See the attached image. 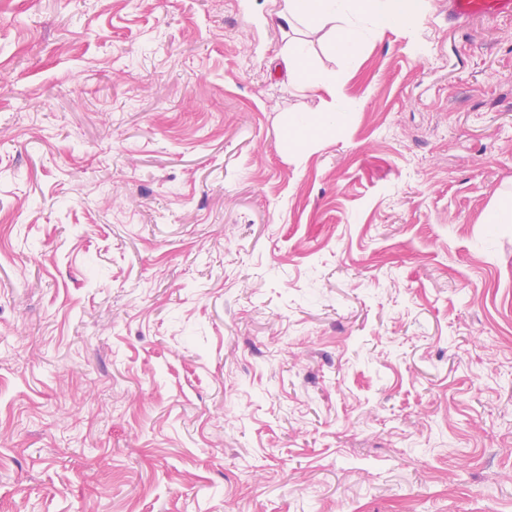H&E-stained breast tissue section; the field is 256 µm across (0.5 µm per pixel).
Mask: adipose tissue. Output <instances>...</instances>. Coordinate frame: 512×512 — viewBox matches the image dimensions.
<instances>
[{
    "mask_svg": "<svg viewBox=\"0 0 512 512\" xmlns=\"http://www.w3.org/2000/svg\"><path fill=\"white\" fill-rule=\"evenodd\" d=\"M422 6L423 0H280L277 22L293 33L280 59L298 83L335 93L336 78L312 62L311 44H326L345 58H355L360 47L357 19L397 28L414 20Z\"/></svg>",
    "mask_w": 512,
    "mask_h": 512,
    "instance_id": "obj_1",
    "label": "adipose tissue"
}]
</instances>
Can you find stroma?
<instances>
[{
  "instance_id": "stroma-1",
  "label": "stroma",
  "mask_w": 512,
  "mask_h": 512,
  "mask_svg": "<svg viewBox=\"0 0 512 512\" xmlns=\"http://www.w3.org/2000/svg\"><path fill=\"white\" fill-rule=\"evenodd\" d=\"M278 8L0 0V512H512V16ZM385 2V3H380ZM423 0H280L276 12L282 30L295 35L288 40L280 59L298 84L322 89L336 96V77L315 65L309 45L328 44L346 59H354L360 34L354 20L369 18L379 28L410 23L422 10ZM349 120L343 112H297L293 116V124L301 134L316 129L330 130L339 127ZM486 223L512 224V191L496 195L487 214Z\"/></svg>"
}]
</instances>
